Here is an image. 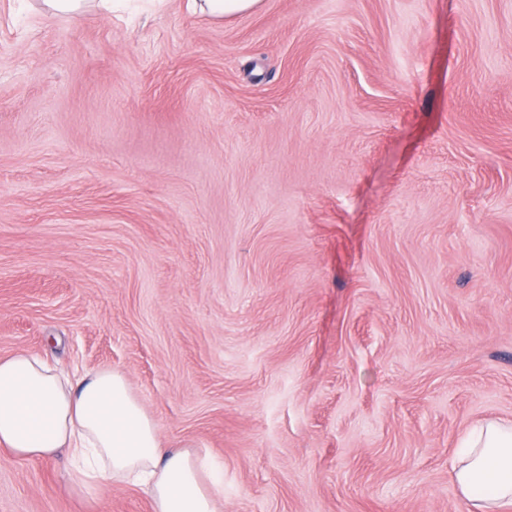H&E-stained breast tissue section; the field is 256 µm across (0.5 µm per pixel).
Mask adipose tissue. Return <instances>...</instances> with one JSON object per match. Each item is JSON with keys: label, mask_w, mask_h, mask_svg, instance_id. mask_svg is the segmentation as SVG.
Wrapping results in <instances>:
<instances>
[{"label": "adipose tissue", "mask_w": 512, "mask_h": 512, "mask_svg": "<svg viewBox=\"0 0 512 512\" xmlns=\"http://www.w3.org/2000/svg\"><path fill=\"white\" fill-rule=\"evenodd\" d=\"M0 450L23 459L65 456L70 484L94 494L132 484L152 512H217L224 479L195 451L163 444L157 425L115 368L72 374L43 357H0ZM467 512H512V421L472 430L453 461Z\"/></svg>", "instance_id": "ef3b65f1"}]
</instances>
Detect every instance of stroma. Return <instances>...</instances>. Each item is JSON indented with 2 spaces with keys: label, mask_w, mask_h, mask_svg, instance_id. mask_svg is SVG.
<instances>
[{
  "label": "stroma",
  "mask_w": 512,
  "mask_h": 512,
  "mask_svg": "<svg viewBox=\"0 0 512 512\" xmlns=\"http://www.w3.org/2000/svg\"><path fill=\"white\" fill-rule=\"evenodd\" d=\"M123 371L219 512H466L512 420V0H0V356ZM0 451V512H151ZM199 6L202 12H207L217 19H225L255 11L262 0H202ZM451 475L467 512L511 510L512 421L488 420L473 429Z\"/></svg>",
  "instance_id": "35a3bbf8"
}]
</instances>
